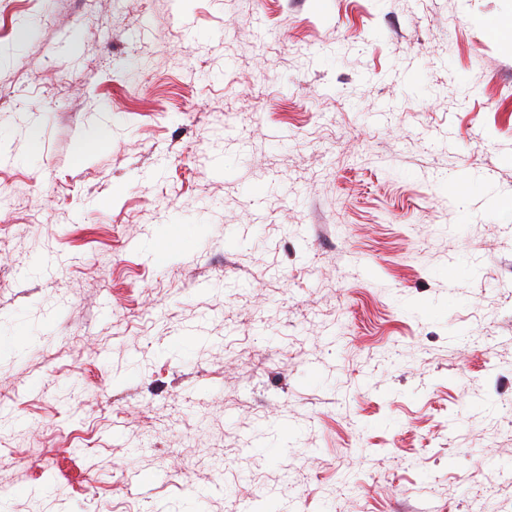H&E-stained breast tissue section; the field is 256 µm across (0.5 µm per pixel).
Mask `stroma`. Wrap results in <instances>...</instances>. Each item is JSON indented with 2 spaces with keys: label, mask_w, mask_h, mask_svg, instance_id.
<instances>
[{
  "label": "stroma",
  "mask_w": 512,
  "mask_h": 512,
  "mask_svg": "<svg viewBox=\"0 0 512 512\" xmlns=\"http://www.w3.org/2000/svg\"><path fill=\"white\" fill-rule=\"evenodd\" d=\"M492 18L512 0H18L5 512H512Z\"/></svg>",
  "instance_id": "stroma-1"
}]
</instances>
